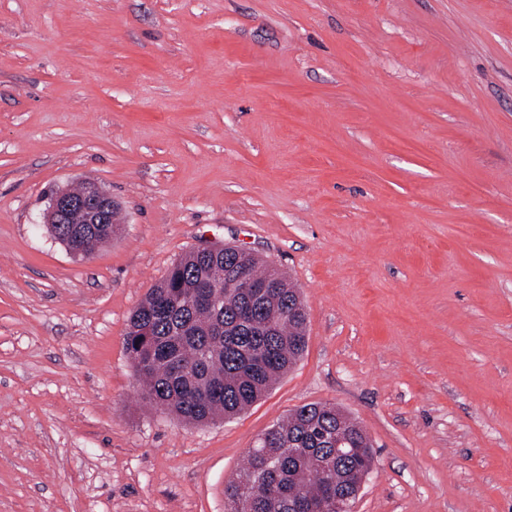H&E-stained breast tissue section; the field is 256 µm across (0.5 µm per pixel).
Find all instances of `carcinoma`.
<instances>
[{
	"mask_svg": "<svg viewBox=\"0 0 512 512\" xmlns=\"http://www.w3.org/2000/svg\"><path fill=\"white\" fill-rule=\"evenodd\" d=\"M111 218L110 224H85L74 212L70 223L49 229L62 245L78 240L88 251L120 228L117 211ZM243 273L258 283L275 276L278 286L246 297L237 288ZM204 286L219 307L200 300ZM296 293L282 273L239 248L182 256L129 320L126 351L144 398L189 423L245 411L305 351L307 316L296 307ZM339 423L355 447L338 465L320 469L316 460L335 454L330 436ZM373 462L367 434L336 405H302L248 451L243 472L226 488L227 512H326Z\"/></svg>",
	"mask_w": 512,
	"mask_h": 512,
	"instance_id": "carcinoma-1",
	"label": "carcinoma"
}]
</instances>
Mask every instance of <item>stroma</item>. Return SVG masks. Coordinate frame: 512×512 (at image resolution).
Masks as SVG:
<instances>
[{
	"label": "stroma",
	"instance_id": "obj_1",
	"mask_svg": "<svg viewBox=\"0 0 512 512\" xmlns=\"http://www.w3.org/2000/svg\"><path fill=\"white\" fill-rule=\"evenodd\" d=\"M88 180L121 230L80 261L44 213ZM210 244L307 347L191 424L124 338ZM317 402L375 450L355 512H512V0H0V512H224Z\"/></svg>",
	"mask_w": 512,
	"mask_h": 512
}]
</instances>
